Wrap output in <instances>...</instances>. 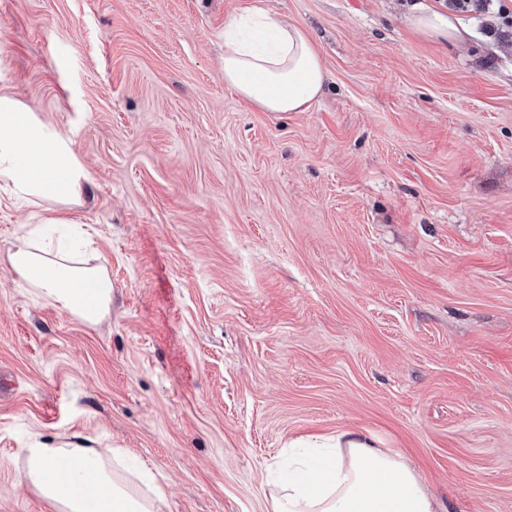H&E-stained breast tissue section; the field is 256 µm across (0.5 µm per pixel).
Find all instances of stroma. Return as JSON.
Returning <instances> with one entry per match:
<instances>
[{
	"instance_id": "1",
	"label": "stroma",
	"mask_w": 512,
	"mask_h": 512,
	"mask_svg": "<svg viewBox=\"0 0 512 512\" xmlns=\"http://www.w3.org/2000/svg\"><path fill=\"white\" fill-rule=\"evenodd\" d=\"M261 3L326 71L305 112L224 83ZM448 0H0V93L67 136L112 309L87 326L8 265L0 201V512H50L23 450L148 466L165 512H269L292 442L403 453L449 512H512V34ZM409 22L416 32L428 37L448 40V38H457L459 34L458 28L448 14L432 8L417 10Z\"/></svg>"
}]
</instances>
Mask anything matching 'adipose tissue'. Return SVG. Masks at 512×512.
<instances>
[{
	"label": "adipose tissue",
	"instance_id": "obj_1",
	"mask_svg": "<svg viewBox=\"0 0 512 512\" xmlns=\"http://www.w3.org/2000/svg\"><path fill=\"white\" fill-rule=\"evenodd\" d=\"M325 70L316 46L298 25L248 7L224 21V82L264 112H305L321 95ZM87 172L70 142L10 94H0V198L31 207L8 253L11 269L32 294L99 324L111 311L112 279L101 265L74 259L81 244L71 228L48 248L46 232L65 217L44 202L78 199ZM115 448L71 442L38 443L24 451V474L53 512H163L166 497L148 470L124 474ZM271 512H446L401 453L377 448L345 431L319 442L311 456L278 469Z\"/></svg>",
	"mask_w": 512,
	"mask_h": 512
}]
</instances>
